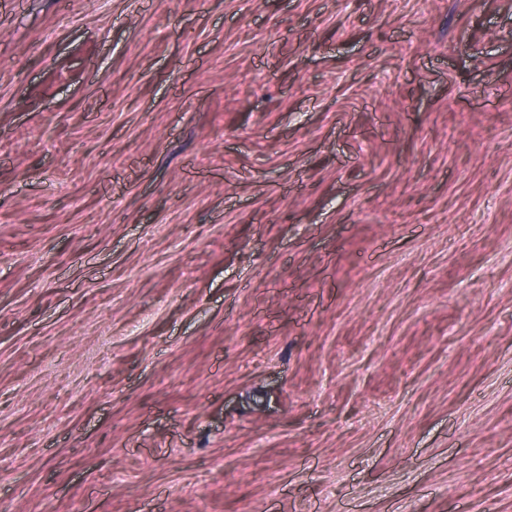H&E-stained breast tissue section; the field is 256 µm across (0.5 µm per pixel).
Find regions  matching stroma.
<instances>
[{"instance_id":"1","label":"stroma","mask_w":512,"mask_h":512,"mask_svg":"<svg viewBox=\"0 0 512 512\" xmlns=\"http://www.w3.org/2000/svg\"><path fill=\"white\" fill-rule=\"evenodd\" d=\"M0 512H512V0H0Z\"/></svg>"}]
</instances>
